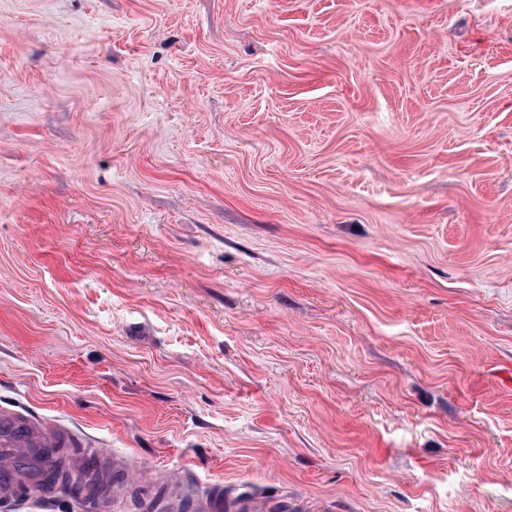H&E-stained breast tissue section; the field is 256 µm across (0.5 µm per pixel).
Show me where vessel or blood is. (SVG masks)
<instances>
[{"label": "vessel or blood", "instance_id": "vessel-or-blood-1", "mask_svg": "<svg viewBox=\"0 0 512 512\" xmlns=\"http://www.w3.org/2000/svg\"><path fill=\"white\" fill-rule=\"evenodd\" d=\"M83 477L95 488L80 497L79 512H112L101 491L110 482L128 480V463L108 448H88L85 437L61 421L22 409L0 407V512L37 503L56 487L65 474ZM260 497H232L224 486L212 484L199 491L192 480L174 485L151 483L138 496L140 512H259Z\"/></svg>", "mask_w": 512, "mask_h": 512}]
</instances>
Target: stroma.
I'll return each instance as SVG.
<instances>
[{"instance_id":"35a3bbf8","label":"stroma","mask_w":512,"mask_h":512,"mask_svg":"<svg viewBox=\"0 0 512 512\" xmlns=\"http://www.w3.org/2000/svg\"><path fill=\"white\" fill-rule=\"evenodd\" d=\"M512 0H0V406L285 512H512Z\"/></svg>"}]
</instances>
